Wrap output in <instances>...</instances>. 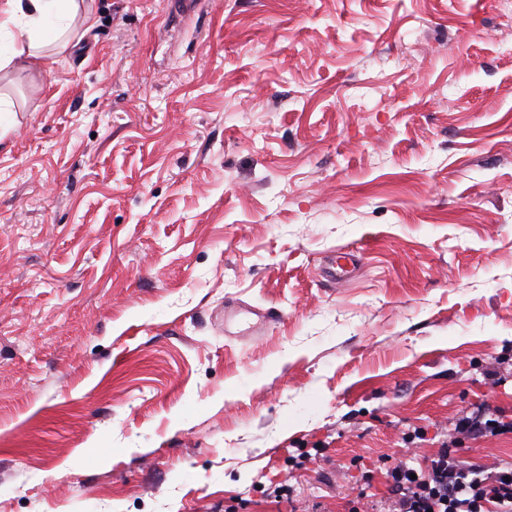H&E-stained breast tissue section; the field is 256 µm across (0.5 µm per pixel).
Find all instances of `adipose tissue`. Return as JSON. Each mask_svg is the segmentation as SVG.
Listing matches in <instances>:
<instances>
[{
    "instance_id": "adipose-tissue-1",
    "label": "adipose tissue",
    "mask_w": 512,
    "mask_h": 512,
    "mask_svg": "<svg viewBox=\"0 0 512 512\" xmlns=\"http://www.w3.org/2000/svg\"><path fill=\"white\" fill-rule=\"evenodd\" d=\"M94 25L86 0H0V72L37 68Z\"/></svg>"
}]
</instances>
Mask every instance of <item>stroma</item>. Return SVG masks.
I'll use <instances>...</instances> for the list:
<instances>
[{
  "mask_svg": "<svg viewBox=\"0 0 512 512\" xmlns=\"http://www.w3.org/2000/svg\"><path fill=\"white\" fill-rule=\"evenodd\" d=\"M92 10L0 76V512H348L512 420V11Z\"/></svg>",
  "mask_w": 512,
  "mask_h": 512,
  "instance_id": "stroma-1",
  "label": "stroma"
}]
</instances>
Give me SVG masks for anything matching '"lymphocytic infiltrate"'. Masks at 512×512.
I'll list each match as a JSON object with an SVG mask.
<instances>
[{"label": "lymphocytic infiltrate", "instance_id": "1", "mask_svg": "<svg viewBox=\"0 0 512 512\" xmlns=\"http://www.w3.org/2000/svg\"><path fill=\"white\" fill-rule=\"evenodd\" d=\"M455 440L414 468L406 461L388 467L383 507L363 512H512V462L477 465L459 454V440L512 433V422L472 407L454 427Z\"/></svg>", "mask_w": 512, "mask_h": 512}]
</instances>
